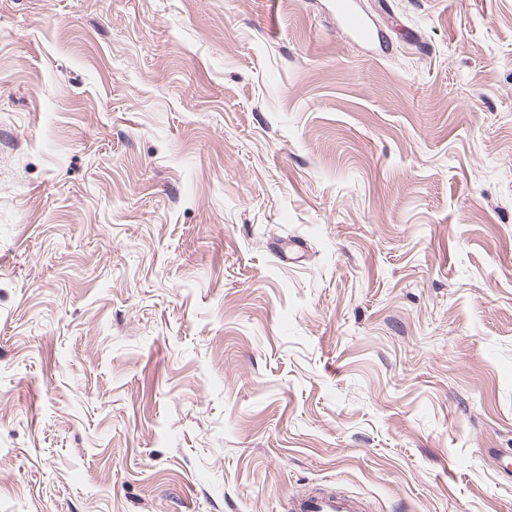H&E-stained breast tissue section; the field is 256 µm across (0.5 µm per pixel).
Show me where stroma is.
I'll use <instances>...</instances> for the list:
<instances>
[{"label": "stroma", "mask_w": 512, "mask_h": 512, "mask_svg": "<svg viewBox=\"0 0 512 512\" xmlns=\"http://www.w3.org/2000/svg\"><path fill=\"white\" fill-rule=\"evenodd\" d=\"M0 0V512H512V0ZM289 512H361L358 501L339 492L297 493L289 498Z\"/></svg>", "instance_id": "stroma-1"}]
</instances>
